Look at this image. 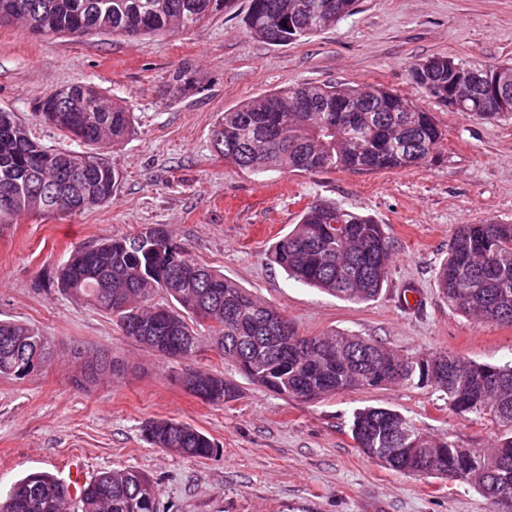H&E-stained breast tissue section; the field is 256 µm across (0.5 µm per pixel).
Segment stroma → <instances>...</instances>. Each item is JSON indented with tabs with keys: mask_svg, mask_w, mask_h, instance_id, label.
I'll list each match as a JSON object with an SVG mask.
<instances>
[{
	"mask_svg": "<svg viewBox=\"0 0 512 512\" xmlns=\"http://www.w3.org/2000/svg\"><path fill=\"white\" fill-rule=\"evenodd\" d=\"M247 8L248 0H235L193 29L149 38L75 39L0 25V108L15 112L40 146L72 145L34 115L36 102L64 85L96 86L128 106L134 127L98 148L120 174L110 203L0 224V320L29 324L51 341L38 373L0 377V494L36 471L71 481L78 463L90 479L112 469L148 474L159 512H493L468 484L391 471L351 437L354 411L373 405L457 447H491L496 425L454 413L444 393L395 384L315 402L279 396L215 355L206 329L195 358L172 362L48 281L74 247L160 225L193 259L277 307L299 335L349 331L408 357L512 362V326L461 315L437 283L458 225L512 223V119L448 111L408 75L412 63L433 56L512 60V0H360L335 27L288 45L248 36ZM328 82L380 84L417 103L444 133L437 157L379 173L254 175L215 151L213 129L225 111ZM316 201L383 224L393 251L376 300L336 298L270 264V246ZM104 353L113 372L86 381ZM189 368L223 373L236 396L202 402L178 381ZM160 419L199 429L217 453L193 459L153 447L142 427Z\"/></svg>",
	"mask_w": 512,
	"mask_h": 512,
	"instance_id": "stroma-1",
	"label": "stroma"
}]
</instances>
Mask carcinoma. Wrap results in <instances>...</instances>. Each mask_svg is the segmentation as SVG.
<instances>
[{
  "label": "carcinoma",
  "instance_id": "cac0c4a2",
  "mask_svg": "<svg viewBox=\"0 0 512 512\" xmlns=\"http://www.w3.org/2000/svg\"><path fill=\"white\" fill-rule=\"evenodd\" d=\"M357 0H249L246 32L266 42L287 45L314 35L351 15ZM232 0H0V21L21 18L40 34L82 36L121 34L130 38L192 29ZM496 72L507 80L509 99L458 83L461 74ZM410 78L426 96L457 112L483 120L512 116V64L470 66L451 57L418 61ZM79 101L75 112H37L67 137L84 130L79 143H118L132 130L128 108L106 106L93 86L59 88ZM0 125V189L16 193V206L0 213V223L23 213H54L68 197L92 199L87 208L112 201L119 174L102 154L70 149L49 152V161L32 168L24 154L33 147L28 127L15 114ZM430 113L384 87L302 85L270 92L224 113L213 133L215 150L238 169L260 174L275 169L314 172H378L427 163L442 142ZM130 238H111L74 248L58 269L57 287L124 323L136 320L144 331L133 341L171 361L198 353L194 327L208 321L218 354L249 366L241 373L277 395L313 402L353 387L378 389L419 381L417 358H401L378 341L348 331L300 336L276 307L261 302L234 280L187 259L188 272H159L164 240L144 241L134 249ZM392 255L382 225L337 203L315 202L298 224L275 242L269 261L293 280L339 299L368 302L382 291ZM438 283L460 313L499 325H512V223L462 224L438 272ZM161 291L172 305L153 303ZM49 339L21 322L0 321V377L22 379L32 356L44 363ZM444 376L436 390L448 395L459 414L489 417L501 431L497 445L478 453L421 432L402 414L367 406L353 413L351 436L360 449L389 469L410 475L468 482L497 507L500 495L512 498V364L491 366L447 353H432ZM397 364L383 381L362 380L374 365ZM191 393L208 404L235 396L224 376L192 370ZM155 448L187 458L217 452L203 432L175 420L151 421L142 429ZM65 484L44 473H31L0 497V512H68L72 501ZM76 512H157L156 489L145 473L133 469L104 471L88 481L73 501Z\"/></svg>",
  "mask_w": 512,
  "mask_h": 512
}]
</instances>
